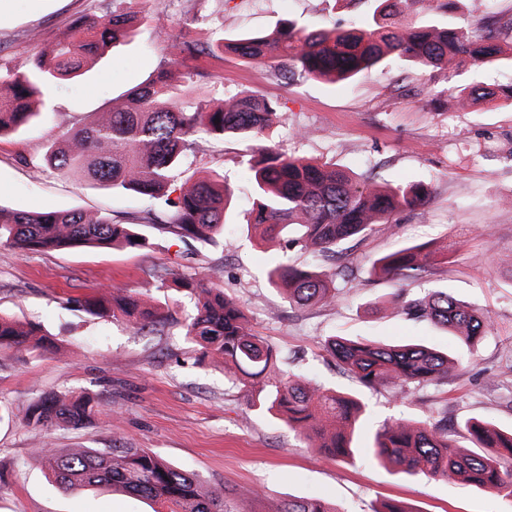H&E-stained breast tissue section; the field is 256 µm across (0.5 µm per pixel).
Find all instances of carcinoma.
I'll return each mask as SVG.
<instances>
[{
	"label": "carcinoma",
	"instance_id": "1",
	"mask_svg": "<svg viewBox=\"0 0 512 512\" xmlns=\"http://www.w3.org/2000/svg\"><path fill=\"white\" fill-rule=\"evenodd\" d=\"M370 16L349 27L317 29L288 20L265 35L244 33L219 37L207 47L178 40L174 53L156 76L128 95L125 107L68 130L45 156L61 175L79 174L92 185L131 192L154 201V207L122 217L77 209L27 212L0 207V242L22 253L114 246L144 248L149 227L178 240L210 244L224 235V210L231 197L224 176L199 179L176 187L187 152L198 136L239 135L257 142L248 160L252 184V226L260 240L280 241L282 255L269 266V283L288 304L309 306L336 300V278L348 267L329 273L317 265L288 263V251L313 248L336 259V248L366 232L378 219L425 206L430 183L387 186L361 180L335 165L294 157L271 144L272 127L283 103L255 96H224L209 108L194 105L195 89L178 80L179 59L207 49L262 63L279 57L280 77L295 75L329 84L346 83L379 65L430 67L450 59L483 66L512 54V21L508 28H468L451 16L453 0H368ZM418 7L420 22L403 24L401 16ZM135 16L120 9L101 19L82 17L51 51L0 72V84L11 95L0 97V139L28 125L39 114L47 90L62 80L79 78L105 48L125 41ZM512 98V86L490 90L459 89L455 102L467 108L477 99ZM220 123H214L215 119ZM141 241H136V238ZM420 245L405 246L373 261L375 272L398 280L426 270ZM174 283L196 298V313L185 336L211 361L224 363L243 386L257 380L251 407L286 422L288 429L309 439L327 457L355 458L359 452L400 473L461 479L512 501V432L472 420L468 440L479 451L461 448L448 430V419L382 425L358 448L355 441L365 403L357 396L325 388L284 369L278 349L246 325L242 306L214 282L179 276ZM404 314L447 329L466 346H477L488 332L490 315L454 298L445 288L430 289L416 299H395ZM85 312L129 322L135 329L154 326L161 314L144 307L137 294L111 293L85 301ZM44 352L55 342L34 324L20 325L0 316V349ZM323 348L367 388L391 387L400 396L408 385L428 386L448 374V355L422 344L382 345L331 336ZM87 394H48L32 401L25 412L36 428L82 427L98 412ZM33 460L45 466L66 491L110 486L166 507L170 512H231L224 492L207 488L196 474L176 468L148 448H45ZM275 512H338L318 499L290 500Z\"/></svg>",
	"mask_w": 512,
	"mask_h": 512
}]
</instances>
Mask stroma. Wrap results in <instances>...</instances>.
I'll list each match as a JSON object with an SVG mask.
<instances>
[{
    "instance_id": "35a3bbf8",
    "label": "stroma",
    "mask_w": 512,
    "mask_h": 512,
    "mask_svg": "<svg viewBox=\"0 0 512 512\" xmlns=\"http://www.w3.org/2000/svg\"><path fill=\"white\" fill-rule=\"evenodd\" d=\"M130 9L140 19L133 36L105 50L82 77L55 84L47 111L0 140V206L115 215L147 209L134 194L44 170L48 147L68 128L124 103L167 61L175 39L266 32L286 19L329 28L363 17L367 6L363 0H130ZM111 10L112 0H0V68L48 50L78 17ZM179 70L201 102L224 94L285 101V118L274 130L283 152L381 183L428 181L432 196L424 208L396 213L342 243L338 261L291 252L297 264L352 269L349 279L337 280L339 300L331 306L288 305L268 283L265 270L279 246L247 230L252 199L244 161L254 144L237 137L198 139L182 175L192 182L216 171L231 187L222 245L186 244L154 232L142 249L24 254L0 244V315L40 325L58 340L52 353L0 351V512H153V502L105 487L64 491L32 461L46 446L107 448L115 441L151 449L210 488L255 489L254 498L232 500L233 512H269L309 498L340 512H378L391 499L414 512H512L511 502L464 481L407 476L362 456L320 454L282 421L251 407L222 364L198 362L196 346L184 336L194 301L158 279L165 272L217 275L225 294L247 311L253 331L290 357L289 371L362 396L367 432L388 420L443 414L455 431L470 419L512 430V100L462 110L452 98L476 83L512 85V60L476 72L452 64L387 66L344 86L299 76L285 83L273 62L232 55L188 56ZM418 244L433 252L423 277L399 281L373 273L372 260ZM430 288L489 311L491 328L477 349L388 307L395 295L409 299ZM105 290L136 293L160 310L164 325L139 331L83 311L82 300ZM330 336L423 343L451 352L457 363L445 382L410 387L399 399L344 371L322 348ZM71 391L100 404L84 427L39 429L25 422L32 400Z\"/></svg>"
}]
</instances>
